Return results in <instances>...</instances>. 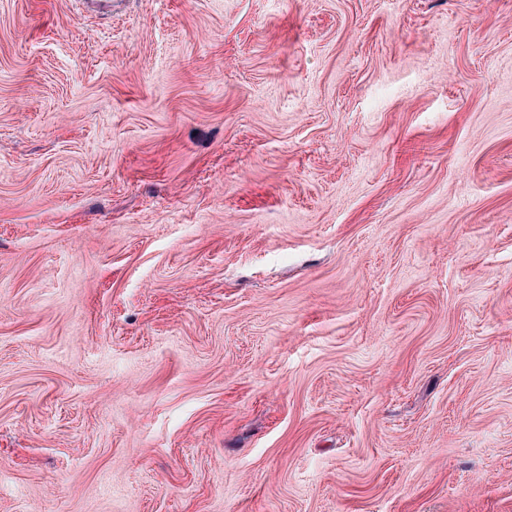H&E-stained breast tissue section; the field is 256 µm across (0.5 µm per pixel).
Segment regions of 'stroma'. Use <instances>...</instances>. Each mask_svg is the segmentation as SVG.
<instances>
[{
	"mask_svg": "<svg viewBox=\"0 0 512 512\" xmlns=\"http://www.w3.org/2000/svg\"><path fill=\"white\" fill-rule=\"evenodd\" d=\"M0 512H512V0H0Z\"/></svg>",
	"mask_w": 512,
	"mask_h": 512,
	"instance_id": "35a3bbf8",
	"label": "stroma"
}]
</instances>
